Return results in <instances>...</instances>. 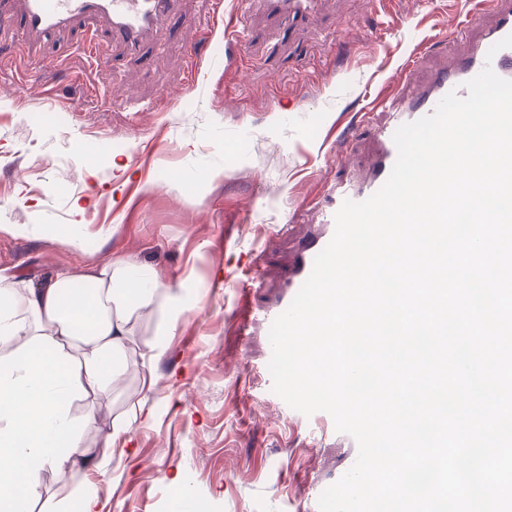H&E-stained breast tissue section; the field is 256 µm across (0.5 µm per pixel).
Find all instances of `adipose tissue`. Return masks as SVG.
I'll return each instance as SVG.
<instances>
[{
	"instance_id": "1",
	"label": "adipose tissue",
	"mask_w": 512,
	"mask_h": 512,
	"mask_svg": "<svg viewBox=\"0 0 512 512\" xmlns=\"http://www.w3.org/2000/svg\"><path fill=\"white\" fill-rule=\"evenodd\" d=\"M57 273L28 284L0 272V343L25 341V359L0 361V512H25L46 467L83 461L81 436L92 416L72 417L74 397L105 394L134 342L133 324L152 306L158 274L124 260L82 274L85 298Z\"/></svg>"
}]
</instances>
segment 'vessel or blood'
<instances>
[{
  "mask_svg": "<svg viewBox=\"0 0 512 512\" xmlns=\"http://www.w3.org/2000/svg\"><path fill=\"white\" fill-rule=\"evenodd\" d=\"M8 8L0 7V27L21 21L29 33L47 35L78 22H104L112 38L132 54L140 53L147 41L164 40L167 23L177 12L178 0H11ZM270 9L285 20L315 11L317 0H268ZM492 13L489 25L470 17L468 26L480 28L478 39L469 40L465 52L456 55L452 65L435 69L421 88L401 93L385 85L374 99L371 109L387 113L385 122L375 127L374 151L368 177L358 184L341 187L335 205L322 212L320 231L298 249L288 276V291L279 306L267 315L275 320L287 309L309 277L315 256L329 243L335 229L338 203L362 201L376 193L388 179L397 159L393 135L398 127L432 114L439 101L449 92L467 97L465 84L484 67H492L501 78L512 80V47L498 43L512 34V0H488Z\"/></svg>",
  "mask_w": 512,
  "mask_h": 512,
  "instance_id": "1",
  "label": "vessel or blood"
}]
</instances>
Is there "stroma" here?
Here are the masks:
<instances>
[{"label": "stroma", "mask_w": 512, "mask_h": 512, "mask_svg": "<svg viewBox=\"0 0 512 512\" xmlns=\"http://www.w3.org/2000/svg\"><path fill=\"white\" fill-rule=\"evenodd\" d=\"M474 8L393 0L378 30L374 0H324L289 22L267 0H224L217 20L211 0H180L165 43L137 57L103 23L32 42L0 29V271L36 284L128 257L158 272L159 300L176 291L187 303L170 334L159 308L144 310L111 394L73 400L74 416L95 418L81 441L89 463L43 470L29 512H64L82 494L97 512H316L354 451L284 419L260 316L329 187L363 174L372 127L360 118L374 96ZM239 20L250 35L229 43ZM204 35L191 87L186 48ZM90 38L109 71L85 55ZM52 58L60 70L45 69ZM31 73L25 104L7 99ZM257 269L266 286L242 296L224 284L225 271Z\"/></svg>", "instance_id": "obj_1"}]
</instances>
